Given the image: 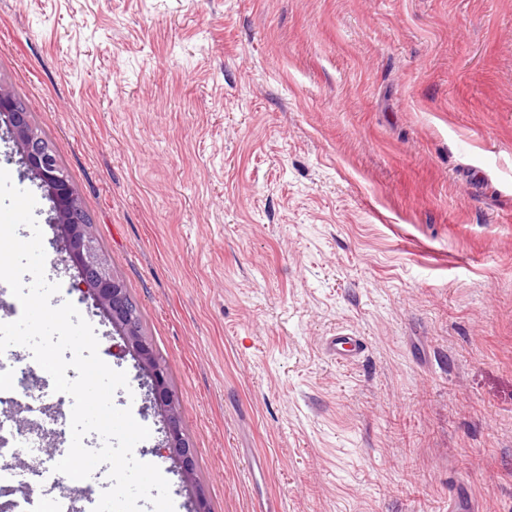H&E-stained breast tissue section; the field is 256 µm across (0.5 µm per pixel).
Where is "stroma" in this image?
<instances>
[{"label": "stroma", "instance_id": "stroma-1", "mask_svg": "<svg viewBox=\"0 0 512 512\" xmlns=\"http://www.w3.org/2000/svg\"><path fill=\"white\" fill-rule=\"evenodd\" d=\"M0 83L139 306L212 512H512V0H0ZM8 166L52 305L126 372L133 454L192 512ZM329 339L328 348L339 362L348 364L362 351V339L359 336L336 334Z\"/></svg>", "mask_w": 512, "mask_h": 512}]
</instances>
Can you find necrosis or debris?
<instances>
[{
    "mask_svg": "<svg viewBox=\"0 0 512 512\" xmlns=\"http://www.w3.org/2000/svg\"><path fill=\"white\" fill-rule=\"evenodd\" d=\"M43 373L34 359L17 355L9 374L0 376V405L18 409L34 421L30 429L11 431L10 447L0 454V491L13 494L12 512H66L68 493L52 465L40 464L33 470L31 479L21 483L17 482L12 466L13 459L20 457L25 449L43 445L46 440H53L56 447L65 449L71 444L70 427L62 410L70 397L61 393L54 406L39 404L40 390L32 385L31 379Z\"/></svg>",
    "mask_w": 512,
    "mask_h": 512,
    "instance_id": "obj_1",
    "label": "necrosis or debris"
}]
</instances>
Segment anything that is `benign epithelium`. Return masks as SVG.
<instances>
[{
    "label": "benign epithelium",
    "instance_id": "7a95c632",
    "mask_svg": "<svg viewBox=\"0 0 512 512\" xmlns=\"http://www.w3.org/2000/svg\"><path fill=\"white\" fill-rule=\"evenodd\" d=\"M0 118L16 142L19 163L27 174L45 188L54 213L50 223L61 233L62 249L78 270L75 289L87 287L93 306L104 311L122 336L147 376L151 401L165 408L164 449L181 481L195 479L196 448L185 434L180 406L173 393L167 368L158 359L150 340L143 335L123 283L112 273L111 264L99 248L93 226L85 218L81 202L48 143L33 125L17 98L0 84Z\"/></svg>",
    "mask_w": 512,
    "mask_h": 512
}]
</instances>
